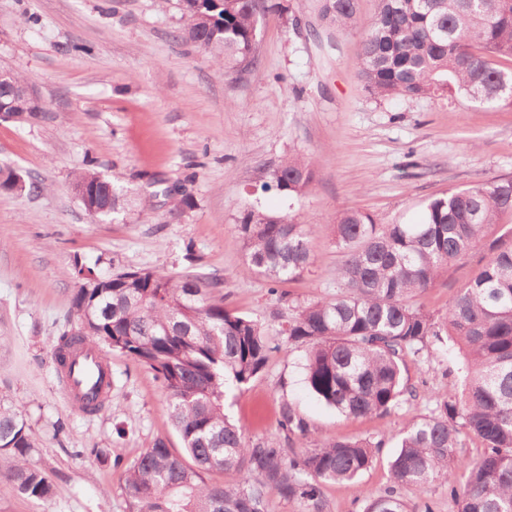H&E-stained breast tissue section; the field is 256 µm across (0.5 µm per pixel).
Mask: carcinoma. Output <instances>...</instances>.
I'll list each match as a JSON object with an SVG mask.
<instances>
[{"label": "carcinoma", "instance_id": "1", "mask_svg": "<svg viewBox=\"0 0 512 512\" xmlns=\"http://www.w3.org/2000/svg\"><path fill=\"white\" fill-rule=\"evenodd\" d=\"M321 18L341 31L358 26L356 0H319ZM189 20L184 38L220 51L243 69L257 65L258 16L287 12L282 0H181ZM512 0H379L363 41L360 76L381 97L455 93L472 101L512 100ZM12 167L0 165V193L17 194ZM298 156L282 161L261 185L290 199L314 181ZM73 186L89 192L84 210L109 219L131 205L123 190L87 168ZM512 216V178L451 189L423 205L418 224H380L360 210L334 224L344 259L336 296L289 305L281 323L285 344L271 345L254 319L209 296L201 277L176 278L137 269L100 278L74 260L91 288L72 296L77 326L64 331L54 360L86 344L103 357L117 351L155 372L182 450L159 438L126 469L130 512H267V497L296 502L301 512H326L324 488L369 468L383 439L320 438L308 444L309 422L293 404H280L279 425L298 446L252 443L224 414V396L248 383L278 349L304 352L305 380L328 406L349 419L407 408L389 461L393 486L368 496L362 512H410L394 486L448 490L457 512H512V241L488 243L490 256L448 303L445 316L415 303L448 266L485 244L488 227ZM236 231L246 248L244 272L276 285L300 278L314 263L311 225L258 206L241 210ZM464 353L461 388L420 393L404 373L431 360L447 342ZM432 404L416 412L418 400ZM483 448L458 456L462 435ZM34 444L21 411L0 397V478L29 499L54 495L46 473L31 461ZM224 474L221 482L206 476Z\"/></svg>", "mask_w": 512, "mask_h": 512}]
</instances>
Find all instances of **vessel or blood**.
Masks as SVG:
<instances>
[{"label":"vessel or blood","mask_w":512,"mask_h":512,"mask_svg":"<svg viewBox=\"0 0 512 512\" xmlns=\"http://www.w3.org/2000/svg\"><path fill=\"white\" fill-rule=\"evenodd\" d=\"M70 360L71 371L62 375L67 399L74 404H96L105 400L109 393L105 380L110 373L100 354L80 347L72 352Z\"/></svg>","instance_id":"vessel-or-blood-1"}]
</instances>
